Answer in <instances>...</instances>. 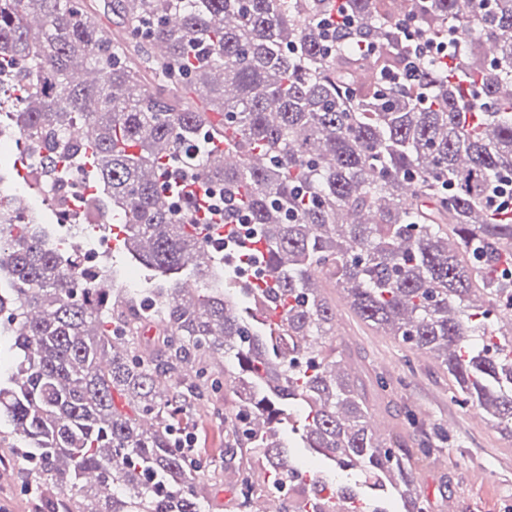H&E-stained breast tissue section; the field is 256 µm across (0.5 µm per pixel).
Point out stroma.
Masks as SVG:
<instances>
[{
	"instance_id": "obj_1",
	"label": "stroma",
	"mask_w": 512,
	"mask_h": 512,
	"mask_svg": "<svg viewBox=\"0 0 512 512\" xmlns=\"http://www.w3.org/2000/svg\"><path fill=\"white\" fill-rule=\"evenodd\" d=\"M324 294L348 329L347 335H335L336 344L347 352L351 369L371 383L373 415L382 417L387 434L414 455L416 481L428 512H443L448 499L455 501L457 512H512V441L488 420L473 422L470 409L453 401L448 374L431 354L407 351L394 337L363 323L339 290L328 288ZM382 380L387 389L379 388ZM233 398L230 385H223L183 416L197 438L207 512H237L234 492L240 479L258 469L256 459L227 450L228 436L219 417L231 412ZM61 494L58 488L34 493L25 463L0 447V512H45V503Z\"/></svg>"
}]
</instances>
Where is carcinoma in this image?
Listing matches in <instances>:
<instances>
[{"instance_id":"1","label":"carcinoma","mask_w":512,"mask_h":512,"mask_svg":"<svg viewBox=\"0 0 512 512\" xmlns=\"http://www.w3.org/2000/svg\"><path fill=\"white\" fill-rule=\"evenodd\" d=\"M396 0H351L378 52L327 56L330 0H109L107 35L85 0H0V75L17 133L57 137L56 164L91 167L90 204L112 214L128 253L169 277L160 288L76 287L79 260L0 197V314L14 359L0 373L1 448L35 466L64 512H206L199 468L180 448L181 404L234 380L227 419L239 452L261 459L264 491L297 489L288 512H390L373 494L288 464L294 437L363 485L425 512L410 457L371 427L362 379L326 341L336 309L430 353L453 399L512 440V219L488 198L512 191V0H408L429 33L458 39V66L392 88L401 65ZM93 135L69 137L80 118ZM238 155L211 164L219 144ZM221 193L258 234L248 250L272 283H241L217 262L170 172ZM452 227L459 244L450 241ZM156 327L153 349L140 336ZM131 404V413L115 397ZM238 508L254 512L250 478Z\"/></svg>"}]
</instances>
